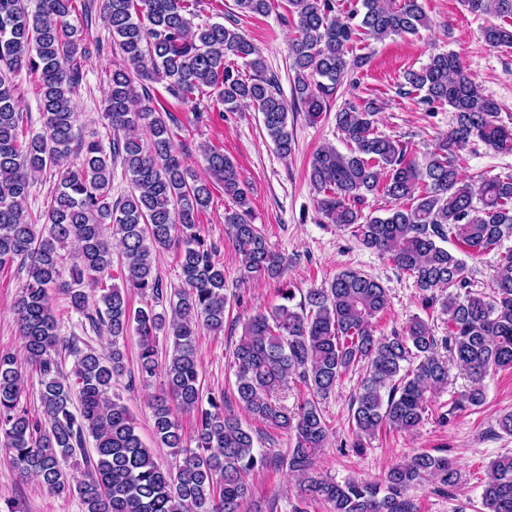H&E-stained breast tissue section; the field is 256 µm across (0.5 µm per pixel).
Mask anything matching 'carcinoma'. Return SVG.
I'll return each mask as SVG.
<instances>
[{
	"label": "carcinoma",
	"instance_id": "1",
	"mask_svg": "<svg viewBox=\"0 0 512 512\" xmlns=\"http://www.w3.org/2000/svg\"><path fill=\"white\" fill-rule=\"evenodd\" d=\"M197 0H101L112 48L123 65L112 70L104 113L112 129L109 148L74 132L73 97L82 80L79 60L102 51L85 42L71 24L76 0H0V268L20 260L26 282L13 304L26 363L39 373L42 416L22 405L24 377L17 358L0 354V449L22 477H35L55 494H77L83 512H244L249 476L277 458L254 447L251 431L231 413L224 393L203 394L196 356V329L224 330V266L202 234L199 216L211 201V182L196 178L178 155L167 124L154 105L150 85L161 83L174 99L188 103L205 87L219 90L224 109L243 103L261 114L279 154L293 149L288 103L259 50L236 30L214 23L193 26ZM240 12L264 15L271 0H235ZM475 15L500 23L484 27L491 48L512 47V0H463ZM296 19L290 68L292 100L309 120L320 117L344 82L367 58L349 57L354 43L382 42L430 27L422 0H357L347 11L336 0H288ZM251 70L244 78L231 62ZM38 75L44 132L19 140L23 120L14 75ZM404 85L422 91V102L447 105L454 125L434 149L419 158L408 145L375 131L380 105L369 99L345 104L336 126L348 143L318 150L309 181L318 210L364 247L388 255L414 277L425 307L440 305L446 335L438 338L424 320L409 319L402 331L375 335V321L389 306L383 285L356 270L341 271L312 288L295 304V289H281L284 303L251 318L232 353L237 401L257 420L293 433L288 470L297 477L304 502H321L328 512H415L406 492L430 481L457 485L460 474L446 455L422 452L390 466L379 482H338L315 469L328 430L319 400L342 377L362 368L364 377L351 403L354 447L363 448L383 428L412 432L423 422L451 370L468 379L449 413L481 406L486 378L512 368V175L459 170L460 152L479 141L512 152V126L499 118V105L484 95L452 53H434ZM148 131L145 143L137 130ZM206 167L236 208L224 223L248 279L283 278L286 260L274 252L250 218L247 192L234 162L204 151ZM121 165L132 189L112 200V173ZM61 167L60 181L38 225L24 210L32 177ZM394 201L383 215L357 207L368 194ZM119 239L122 286L112 279V248ZM480 256L496 252L491 292L472 290L471 270L440 243ZM75 242L71 281H60L63 254ZM176 246L182 288L170 311L148 305L136 310L130 297L163 299L154 276V254ZM100 291L90 304L83 285ZM452 292H447V289ZM64 294L98 334L112 338L105 355L58 335L52 292ZM135 332L138 375L144 382L164 374L149 406L157 443L184 455L164 472L145 447L112 382L125 372L120 341ZM172 340L170 358L159 357L158 338ZM443 347L446 354L438 353ZM74 357L72 375L59 366L60 352ZM75 380H70V377ZM301 383L310 392L292 413L272 402L275 392ZM78 388L80 407L71 408ZM195 417L186 437L179 414ZM93 448L87 449V439ZM195 447L186 446V440ZM86 470L77 478L63 468L76 453ZM485 512H512V455L489 464L482 489Z\"/></svg>",
	"mask_w": 512,
	"mask_h": 512
}]
</instances>
